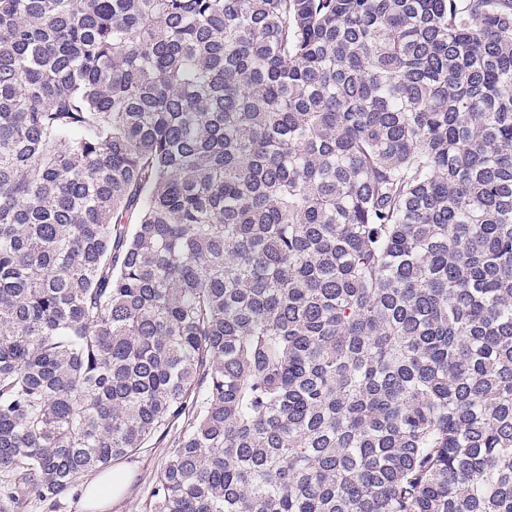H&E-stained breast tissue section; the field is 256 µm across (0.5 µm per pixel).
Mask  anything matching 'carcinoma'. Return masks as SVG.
<instances>
[{
    "instance_id": "carcinoma-1",
    "label": "carcinoma",
    "mask_w": 512,
    "mask_h": 512,
    "mask_svg": "<svg viewBox=\"0 0 512 512\" xmlns=\"http://www.w3.org/2000/svg\"><path fill=\"white\" fill-rule=\"evenodd\" d=\"M174 427L146 512H512V0H0V512Z\"/></svg>"
}]
</instances>
